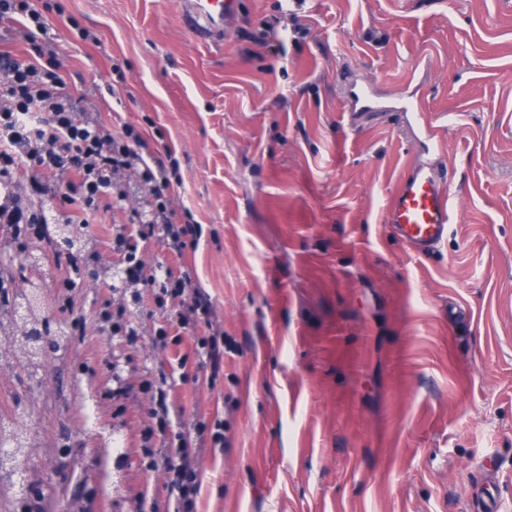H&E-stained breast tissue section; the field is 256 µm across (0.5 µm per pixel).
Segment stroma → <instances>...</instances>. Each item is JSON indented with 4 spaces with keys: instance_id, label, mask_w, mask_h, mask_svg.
<instances>
[{
    "instance_id": "obj_1",
    "label": "stroma",
    "mask_w": 512,
    "mask_h": 512,
    "mask_svg": "<svg viewBox=\"0 0 512 512\" xmlns=\"http://www.w3.org/2000/svg\"><path fill=\"white\" fill-rule=\"evenodd\" d=\"M32 2L71 92L114 87L93 99L103 118L172 149L173 206L203 236L142 257L192 268L224 332L215 387L183 382L195 331L175 311L90 265L81 288L55 287L54 246L0 231L11 294L42 282L49 329L86 322L38 370L0 365V414L31 421L33 492L52 512H165L172 439L149 415L162 383L185 419L224 421L223 450L198 459L199 512H463L477 485L512 512V0H244L208 46L180 0ZM352 79L414 94L447 129L438 151L412 113L350 118ZM421 160L452 178L429 257L385 222ZM122 304L123 331L102 329Z\"/></svg>"
}]
</instances>
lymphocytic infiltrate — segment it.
Returning <instances> with one entry per match:
<instances>
[{"label":"lymphocytic infiltrate","mask_w":512,"mask_h":512,"mask_svg":"<svg viewBox=\"0 0 512 512\" xmlns=\"http://www.w3.org/2000/svg\"><path fill=\"white\" fill-rule=\"evenodd\" d=\"M0 19L15 21L14 38L33 49L23 60L0 51V228L16 242L48 241L50 215L84 225L99 211L124 210L133 195L131 179L139 177L147 193L131 222L112 228L110 248L118 257L112 272L125 287L151 289L158 307L180 306L182 327H208L195 339L191 380L214 385L224 370V333L211 320L209 295L193 290L192 269L147 268L139 250L152 237L178 255L199 245L201 225L179 217L172 206L176 163L150 152L134 126L113 130L100 112L74 97L45 17L29 0H0ZM151 415L163 433L172 420L184 422L175 434L176 460L167 466L176 493L173 512H198V444L223 447L224 422H185L183 410H170L162 395Z\"/></svg>","instance_id":"1"}]
</instances>
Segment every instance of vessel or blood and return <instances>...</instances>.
<instances>
[{"label":"vessel or blood","mask_w":512,"mask_h":512,"mask_svg":"<svg viewBox=\"0 0 512 512\" xmlns=\"http://www.w3.org/2000/svg\"><path fill=\"white\" fill-rule=\"evenodd\" d=\"M241 0H184L182 20L203 42H214L236 22ZM448 173L418 162L401 175L387 213L392 234L419 255L428 256L448 237Z\"/></svg>","instance_id":"b4317fda"}]
</instances>
